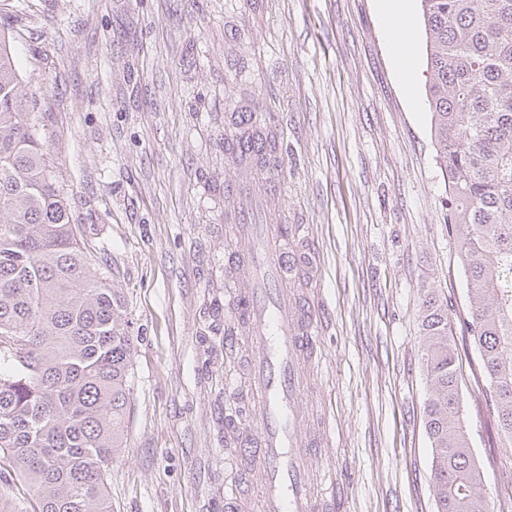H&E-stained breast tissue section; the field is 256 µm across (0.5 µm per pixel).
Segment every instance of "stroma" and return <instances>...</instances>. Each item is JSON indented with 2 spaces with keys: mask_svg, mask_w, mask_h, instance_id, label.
Masks as SVG:
<instances>
[{
  "mask_svg": "<svg viewBox=\"0 0 512 512\" xmlns=\"http://www.w3.org/2000/svg\"><path fill=\"white\" fill-rule=\"evenodd\" d=\"M28 91L76 213L105 246L133 346L130 428L114 454L112 512H232L244 478L227 449L224 278L228 115L259 100L285 153L278 225L309 224L321 265L307 286L325 316L321 466L346 512H435L419 308L431 288L458 313L465 277L448 233V182L425 95L402 82L376 0H0ZM468 377L464 417L500 512L512 447Z\"/></svg>",
  "mask_w": 512,
  "mask_h": 512,
  "instance_id": "obj_1",
  "label": "stroma"
}]
</instances>
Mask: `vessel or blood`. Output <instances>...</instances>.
<instances>
[{"label": "vessel or blood", "instance_id": "vessel-or-blood-1", "mask_svg": "<svg viewBox=\"0 0 512 512\" xmlns=\"http://www.w3.org/2000/svg\"><path fill=\"white\" fill-rule=\"evenodd\" d=\"M247 171L238 155H230L224 173L227 217L248 246L225 256L224 272L233 283L240 273L248 275L240 315L248 325L244 340L254 351L250 382L260 396L257 430L241 434L242 451L255 461L261 512H339L345 487L333 470L312 475L310 462L321 453L323 438L312 433L298 407L311 392L321 363V312L288 285L289 277L309 276L317 269L318 258L307 241L311 228L299 224L292 237H284L269 221L267 204L275 184L251 187Z\"/></svg>", "mask_w": 512, "mask_h": 512}]
</instances>
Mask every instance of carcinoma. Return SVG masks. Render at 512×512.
I'll return each mask as SVG.
<instances>
[{
	"label": "carcinoma",
	"instance_id": "obj_1",
	"mask_svg": "<svg viewBox=\"0 0 512 512\" xmlns=\"http://www.w3.org/2000/svg\"><path fill=\"white\" fill-rule=\"evenodd\" d=\"M427 102L448 181V233L466 278L462 329L485 402L512 444V0H419ZM0 25V512H112V456L128 431L132 336L60 183ZM248 156L277 151L248 131ZM436 512H495L463 419L448 300L420 307Z\"/></svg>",
	"mask_w": 512,
	"mask_h": 512
}]
</instances>
